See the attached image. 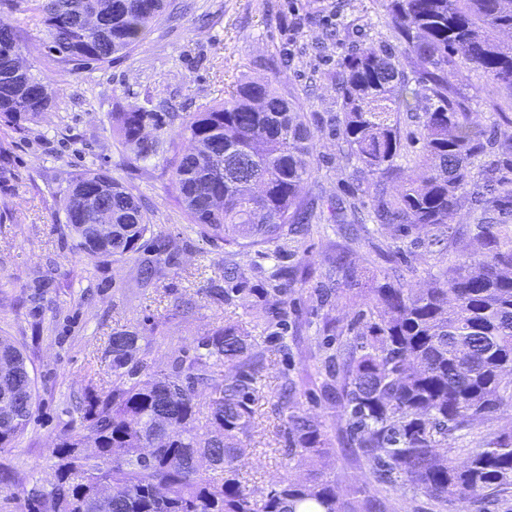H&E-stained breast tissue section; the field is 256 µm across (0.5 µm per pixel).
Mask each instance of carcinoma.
<instances>
[{"label": "carcinoma", "mask_w": 512, "mask_h": 512, "mask_svg": "<svg viewBox=\"0 0 512 512\" xmlns=\"http://www.w3.org/2000/svg\"><path fill=\"white\" fill-rule=\"evenodd\" d=\"M397 48L359 47L336 72L340 99L337 134L354 173L371 181L362 189L374 218L409 233L436 226L460 233L465 211L498 213L482 225L481 251L448 259L443 275L425 288L403 275L366 289L356 342L329 356L332 401L347 416L354 447L387 478L448 504L475 507L512 489V432L492 434L463 464L440 448L473 422L512 407V230L499 198L512 199V163L473 160L496 153L487 119L469 112L452 81L472 70L488 84L512 89V0H387ZM172 0H0V13L19 14L44 27L49 50L78 69L102 65L141 43L171 16ZM20 28L0 24V117L15 125L53 108L55 83L24 59ZM416 82L419 89L410 88ZM280 77L242 81L223 101L182 118L189 142L174 150L171 183L185 219L226 245L250 248L288 243L313 203L301 195L312 177L315 149L305 113L279 91ZM431 104L418 111V98ZM415 113L422 147L412 165L402 157L400 114ZM123 142L146 159L157 150L142 131L158 126L154 110L112 113ZM97 195L112 217V241L89 246L91 215L81 208ZM65 224L77 253L91 262L140 252L154 235L141 201L102 171L73 175L63 197ZM356 195L336 207L339 227L353 232ZM342 285H363L361 268L336 256ZM290 272L277 268L261 311L272 335L287 326ZM246 275L234 271L210 298L227 304L244 293ZM137 332L112 333V390L88 388L80 430L67 431L51 448L54 480L38 491L23 488L22 512H101L95 485L116 493L108 512H354L334 484L317 471L304 482L290 478L257 495L237 478L239 436L251 426L261 355L249 335L227 324L198 340L200 352L154 371L138 356ZM0 448L24 435L36 405L24 351L0 337ZM232 372L224 373V365ZM210 391L207 409L200 396ZM285 415L288 455L312 467L329 452L323 421L294 406V384L277 402Z\"/></svg>", "instance_id": "cac0c4a2"}]
</instances>
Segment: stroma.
Returning a JSON list of instances; mask_svg holds the SVG:
<instances>
[{"mask_svg":"<svg viewBox=\"0 0 512 512\" xmlns=\"http://www.w3.org/2000/svg\"><path fill=\"white\" fill-rule=\"evenodd\" d=\"M185 9L155 27L126 55L94 69H74L50 54L45 32L27 26L25 57L52 77L58 88L53 111L12 127L0 121V336L22 347L35 379L40 410L24 436L0 448V469L24 484L52 480L50 450L55 438L77 425L75 404L86 388L112 387L105 350L117 329L137 332L140 353L156 370L193 355L199 336L227 324L250 332L263 364L256 376L255 415L242 438L239 478L261 492L285 478L303 481L307 469L288 456L279 435L282 418L274 406L285 380L297 386L301 413L320 416L331 452L319 465L337 495L354 502L382 499L386 512H458L424 492L375 482L373 464L354 456L346 422L327 401V342L347 328L361 308L342 298L320 303V285L338 279L334 259L350 260L381 277L408 261L422 287L448 265L449 255L476 249L479 218L466 216L462 234L442 250L422 247L434 236L427 228L409 237L393 228H368L347 237L336 229L330 202L346 197L355 181L339 151L331 123L338 111L332 77L352 48L397 45L382 0H180ZM279 74L282 90L296 99L316 136L313 176L303 189L322 206L311 234L289 242L287 253L266 245L241 250L203 237L186 221L170 182L174 148L186 147L179 119L223 98L227 88L247 79ZM469 111L512 116V91L486 86L472 71L454 84ZM165 102L178 114L149 139L160 149L141 159L125 148L112 126L122 107ZM104 170L147 208L158 238L170 244V261L149 281L140 275L148 257L140 252L119 260L89 263L73 252L60 198L73 173ZM245 271L252 288L267 287V271L287 266L288 330L268 337L251 296L224 305L207 295L211 281H223L225 264ZM512 431V409L475 422L455 439L448 456L464 461L497 432Z\"/></svg>","mask_w":512,"mask_h":512,"instance_id":"obj_1","label":"stroma"}]
</instances>
